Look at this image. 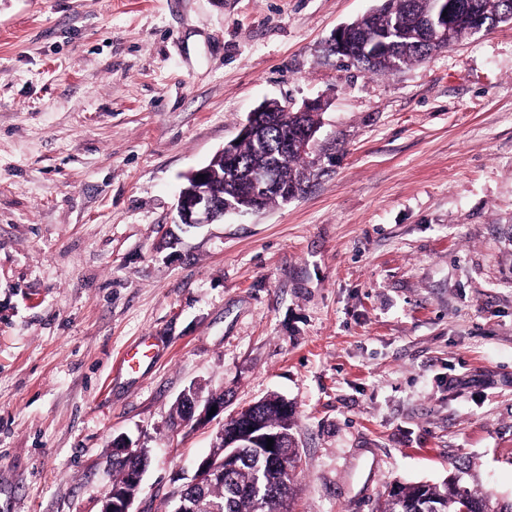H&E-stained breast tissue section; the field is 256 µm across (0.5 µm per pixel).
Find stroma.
<instances>
[{"label":"stroma","mask_w":512,"mask_h":512,"mask_svg":"<svg viewBox=\"0 0 512 512\" xmlns=\"http://www.w3.org/2000/svg\"><path fill=\"white\" fill-rule=\"evenodd\" d=\"M382 0H0V512H142L209 453L189 388L275 393L292 512L470 466L512 502V21L391 74L327 41ZM269 99L321 103L301 195L188 227L185 176ZM151 337L139 374L120 355ZM112 452L113 457L119 460L112 461V470L114 472V479L112 482V486L108 494L125 492V493H134L136 488V494L131 496H123L119 499H113L112 503L104 504L102 508V512H142L141 509H134L133 506L135 502L138 500L139 494L142 491V481L143 476L146 471L145 466L137 465L128 470V479L129 482L133 485L131 486L126 479V470L135 464H148L149 456L141 458L138 460L142 454L143 448L132 449V446L125 442H113L112 444ZM127 460V461H121ZM128 460L137 462H128Z\"/></svg>","instance_id":"1"}]
</instances>
